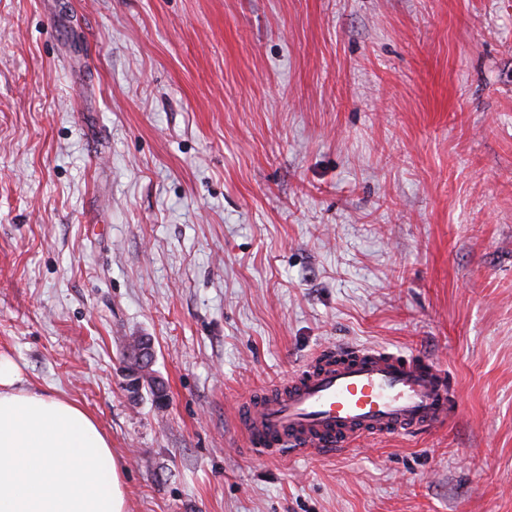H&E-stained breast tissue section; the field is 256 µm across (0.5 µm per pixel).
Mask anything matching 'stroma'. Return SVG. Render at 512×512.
<instances>
[{
	"label": "stroma",
	"instance_id": "35a3bbf8",
	"mask_svg": "<svg viewBox=\"0 0 512 512\" xmlns=\"http://www.w3.org/2000/svg\"><path fill=\"white\" fill-rule=\"evenodd\" d=\"M342 344L457 412L242 451ZM0 356L95 416L128 512H512V0H0ZM127 353L137 358L139 369L127 379V389L131 394H136L143 387L144 378L152 377L156 384H163L162 381L152 373L153 353L146 349L144 345H140L138 341H131L127 345Z\"/></svg>",
	"mask_w": 512,
	"mask_h": 512
}]
</instances>
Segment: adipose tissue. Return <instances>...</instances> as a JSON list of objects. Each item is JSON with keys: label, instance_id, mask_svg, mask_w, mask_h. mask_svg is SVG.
Masks as SVG:
<instances>
[{"label": "adipose tissue", "instance_id": "obj_1", "mask_svg": "<svg viewBox=\"0 0 512 512\" xmlns=\"http://www.w3.org/2000/svg\"><path fill=\"white\" fill-rule=\"evenodd\" d=\"M18 380L0 358V512H127L126 470L95 418Z\"/></svg>", "mask_w": 512, "mask_h": 512}]
</instances>
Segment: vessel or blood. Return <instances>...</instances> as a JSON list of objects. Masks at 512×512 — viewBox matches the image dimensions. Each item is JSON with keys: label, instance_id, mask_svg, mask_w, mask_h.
I'll list each match as a JSON object with an SVG mask.
<instances>
[{"label": "vessel or blood", "instance_id": "1", "mask_svg": "<svg viewBox=\"0 0 512 512\" xmlns=\"http://www.w3.org/2000/svg\"><path fill=\"white\" fill-rule=\"evenodd\" d=\"M456 399L436 362L362 346L321 351L271 394L237 416L249 454L307 457L365 438L413 436L455 413Z\"/></svg>", "mask_w": 512, "mask_h": 512}]
</instances>
